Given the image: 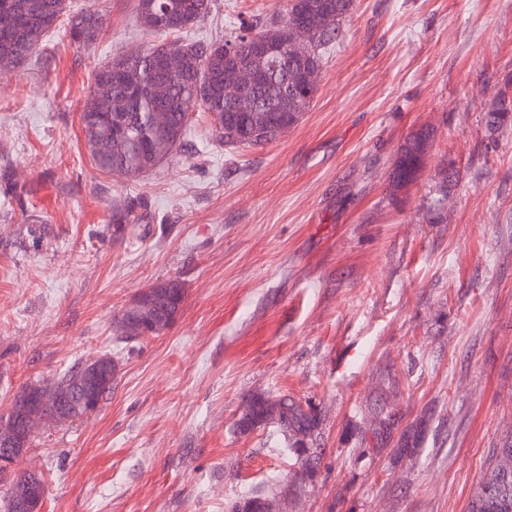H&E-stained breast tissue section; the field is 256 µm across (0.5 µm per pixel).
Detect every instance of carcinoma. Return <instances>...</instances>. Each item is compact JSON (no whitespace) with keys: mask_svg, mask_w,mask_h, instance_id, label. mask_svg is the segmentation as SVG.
Masks as SVG:
<instances>
[{"mask_svg":"<svg viewBox=\"0 0 512 512\" xmlns=\"http://www.w3.org/2000/svg\"><path fill=\"white\" fill-rule=\"evenodd\" d=\"M10 10L23 14L26 23L7 36L0 35V72L14 70L39 48L43 37L67 16L70 42L77 47L93 45L99 35L98 13L91 9L66 15V0H8ZM173 0H137L141 26L157 32L155 14ZM212 0H199V9L181 17L172 33H182L204 18ZM355 0H288L282 18L257 15L240 18L238 26L224 37V45L236 49L232 62L206 55L210 44L180 41L161 44L125 64L121 82L112 81L117 58L96 74L94 85L81 113L85 144L94 165L105 173L135 178L158 166L164 156L153 152L152 144L162 139L168 149L180 147L186 136L188 117L181 108L183 99L197 95V104L213 117L219 141L225 149L260 147L277 139L275 131L295 126L318 90L322 67L328 51L336 42L343 23L353 13ZM301 13L309 25V54L296 65L292 75L267 58L256 56L251 41L256 37L285 34V22ZM174 49L182 58L181 73L172 76L155 68L154 55ZM248 68L257 81L240 103L224 100V84L237 80L238 72ZM512 120V83H505L493 97L486 113L487 128L498 131ZM429 134H414L400 148L392 172V186L399 188L413 181L424 157ZM130 223L127 208L112 209V239L124 236ZM187 296L180 279L153 284L140 291L139 301H159V309L145 313L143 319L173 323ZM33 390H41L54 400L49 411L57 409L55 399L63 390L51 385L31 384L15 395L19 399ZM246 428H275L285 446L303 448L317 426L316 414L305 410L287 395L255 397L242 418ZM7 429L24 437L22 421L15 409L0 416V431ZM14 491L44 494L43 479L27 472L13 476ZM232 512H266L265 498L246 497ZM469 512H512V443L499 449L485 465L470 502Z\"/></svg>","mask_w":512,"mask_h":512,"instance_id":"cac0c4a2","label":"carcinoma"}]
</instances>
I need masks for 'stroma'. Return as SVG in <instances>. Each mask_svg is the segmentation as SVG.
<instances>
[{
  "mask_svg": "<svg viewBox=\"0 0 512 512\" xmlns=\"http://www.w3.org/2000/svg\"><path fill=\"white\" fill-rule=\"evenodd\" d=\"M68 2L98 12L96 44L60 25L0 74V416L75 364L120 371L95 413L33 432L16 468L42 477L41 512H230L251 493L270 512H467L512 434V126L485 123L512 77V0H356L288 133L231 153L196 107L184 146L134 179L94 165L81 112L113 56L171 37L136 0ZM285 7L213 0L186 36ZM175 277L174 323L117 341L129 301ZM257 394L319 415L314 467L242 430ZM428 138L429 134L427 132L416 133L408 138L400 148L392 172V186L394 188H399L413 181L424 157Z\"/></svg>",
  "mask_w": 512,
  "mask_h": 512,
  "instance_id": "stroma-1",
  "label": "stroma"
}]
</instances>
